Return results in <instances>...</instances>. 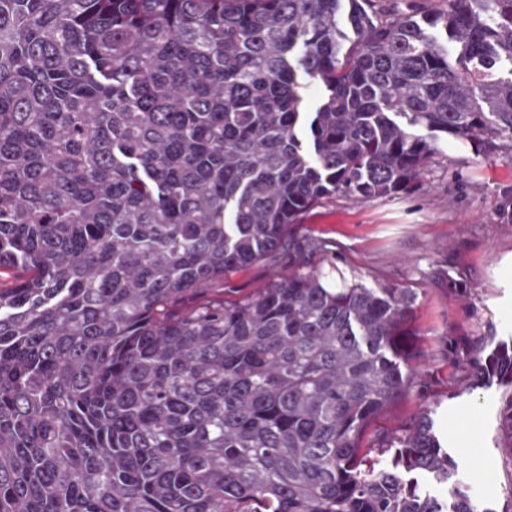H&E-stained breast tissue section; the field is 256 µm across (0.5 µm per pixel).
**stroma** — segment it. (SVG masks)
<instances>
[{"mask_svg": "<svg viewBox=\"0 0 512 512\" xmlns=\"http://www.w3.org/2000/svg\"><path fill=\"white\" fill-rule=\"evenodd\" d=\"M288 238L289 246L226 273L225 301L257 295L303 266L331 283L411 291L409 391L370 421L362 448L378 459L383 439L430 412L479 512H512V442L500 427L512 388L473 387L466 367L512 342V156L445 139L405 190L323 198Z\"/></svg>", "mask_w": 512, "mask_h": 512, "instance_id": "stroma-1", "label": "stroma"}]
</instances>
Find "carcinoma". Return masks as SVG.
<instances>
[{"mask_svg": "<svg viewBox=\"0 0 512 512\" xmlns=\"http://www.w3.org/2000/svg\"><path fill=\"white\" fill-rule=\"evenodd\" d=\"M444 2L0 0V512H477L428 414L362 453L407 290L205 289L442 134L512 149V0ZM471 376L512 387V346Z\"/></svg>", "mask_w": 512, "mask_h": 512, "instance_id": "1", "label": "carcinoma"}]
</instances>
